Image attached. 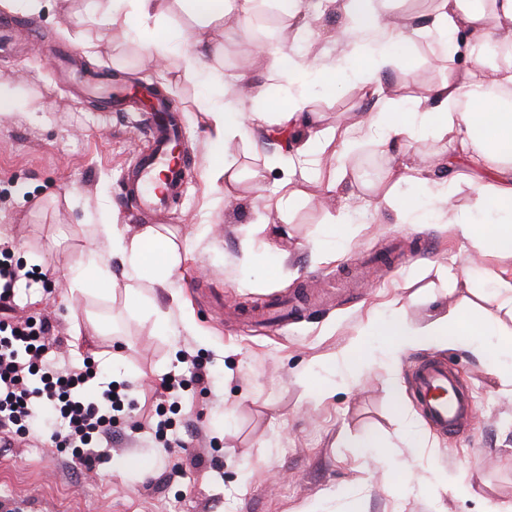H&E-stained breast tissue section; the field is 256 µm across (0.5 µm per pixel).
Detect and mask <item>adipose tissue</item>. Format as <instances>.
Returning a JSON list of instances; mask_svg holds the SVG:
<instances>
[{"instance_id":"adipose-tissue-1","label":"adipose tissue","mask_w":512,"mask_h":512,"mask_svg":"<svg viewBox=\"0 0 512 512\" xmlns=\"http://www.w3.org/2000/svg\"><path fill=\"white\" fill-rule=\"evenodd\" d=\"M167 0H94L101 21L135 31L147 51L164 59L178 55V76L186 84L198 83L206 69L210 52L198 41L175 46L159 35L153 23L164 14ZM181 8L198 19L221 18L236 14L241 19L252 15L256 0H177ZM374 0H291L288 16L298 22L307 12H325L333 8L355 18L357 25L344 29L342 40L355 43L368 32L380 35L377 48L362 56L355 68H348L345 57L311 66L299 61L287 47L271 50L269 66L287 87L288 96L276 106L278 130L276 149H286L293 131L310 125L307 87L318 83L335 90L347 71H354L359 82L372 86L396 59L409 58L415 31L409 26L382 20L373 8ZM428 36L440 57L458 54L467 66L449 72L446 81L429 87L402 112L382 109L358 122L367 140L378 148L405 140L426 130L436 138H449L459 153L456 178L467 181L481 210L498 214L495 224L479 227L471 212L458 209L444 182L426 177L422 183L430 201L442 212L453 235L461 240L465 253L507 260L497 274L486 298L495 312L490 321L474 325L467 321L458 304L449 302V289L432 293V313L423 323H415L409 305L401 299L387 301L390 320L370 316L364 327L339 355L347 371L349 384H358L375 363L377 353L399 358L419 348L445 350L468 346L477 361H485L486 351L475 338L488 332L496 336L500 348L512 353V54L500 55L486 63L481 52L488 42L512 45V0H440L433 14ZM212 147L210 175L223 179L225 187L238 181L237 172L222 161L224 146L232 139H253L265 113L249 111L245 100L225 97L223 103L205 100L200 104ZM357 141L349 133L332 137L322 132L309 135L290 156L292 167L307 169L321 166L325 156H334L338 166L324 183L325 192L338 191L347 155ZM97 248L91 250L85 264L71 273L78 288L98 293L112 287L113 259H120L128 282L126 300L131 309L147 307L149 288L164 284L180 262V254L171 237L160 228L146 225L135 235H127L119 224H99L94 228ZM385 337L382 350L370 346L373 337Z\"/></svg>"}]
</instances>
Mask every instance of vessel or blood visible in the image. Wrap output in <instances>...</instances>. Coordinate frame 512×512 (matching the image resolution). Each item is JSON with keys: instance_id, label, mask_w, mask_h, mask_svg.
<instances>
[{"instance_id": "vessel-or-blood-1", "label": "vessel or blood", "mask_w": 512, "mask_h": 512, "mask_svg": "<svg viewBox=\"0 0 512 512\" xmlns=\"http://www.w3.org/2000/svg\"><path fill=\"white\" fill-rule=\"evenodd\" d=\"M181 126L172 108L157 104L156 116L146 127L150 148L139 154L127 177L128 193L134 210L145 219L164 215L170 196L178 191V172L185 168L183 158L174 156L170 143L180 137ZM415 392L424 414L444 433L458 432L462 421L476 420L469 397L461 391L447 365L425 360L416 369Z\"/></svg>"}]
</instances>
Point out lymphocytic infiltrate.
<instances>
[{
    "label": "lymphocytic infiltrate",
    "instance_id": "1",
    "mask_svg": "<svg viewBox=\"0 0 512 512\" xmlns=\"http://www.w3.org/2000/svg\"><path fill=\"white\" fill-rule=\"evenodd\" d=\"M8 254L0 250V426L34 427L54 447L71 449L80 464L91 466L93 439L111 434L125 395L109 382L87 396L86 385L97 375L91 361L77 370L51 368L50 323L11 315L20 276Z\"/></svg>",
    "mask_w": 512,
    "mask_h": 512
}]
</instances>
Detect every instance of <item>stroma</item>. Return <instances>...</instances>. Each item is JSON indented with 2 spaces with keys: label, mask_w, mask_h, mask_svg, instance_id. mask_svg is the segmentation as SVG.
<instances>
[{
  "label": "stroma",
  "mask_w": 512,
  "mask_h": 512,
  "mask_svg": "<svg viewBox=\"0 0 512 512\" xmlns=\"http://www.w3.org/2000/svg\"><path fill=\"white\" fill-rule=\"evenodd\" d=\"M32 20L38 42L19 32L13 49L0 55V89L22 104L21 110L0 112V237L14 244L13 265L45 274L50 285L18 288L17 313L54 320L67 362L78 364L91 353L104 378L120 369L130 402L123 434L102 438L90 468L38 434L0 440V512H488L512 500V400L496 396L487 373L512 357L500 353L495 337L485 339V363L464 347L437 354L412 350L397 365L377 360L353 388L323 367L369 314L388 318V299L408 301L414 321L424 322L432 311L430 293L441 285L436 268L460 263L461 242L428 208L419 182L390 183L386 171L398 145L384 152L364 140L346 157L355 237L339 260L316 263L312 242L336 217L335 198L322 194L334 160L302 173L266 139L234 140L224 156L239 181L229 192L214 187L206 175L211 145L199 105L216 88L181 83L175 58L155 66L131 32L98 22L90 0H52ZM348 22L340 14H311L297 26L274 12L262 31L247 34L235 16L205 25L176 9L160 28L213 44L209 69L223 72L227 90L256 92L253 108L265 112L284 90L270 79L267 56L259 54L248 70L232 67L239 48L258 51L283 42L307 63L352 55L355 45L333 38ZM61 54L87 74L160 85L181 109L191 166L182 196L160 221L172 232L181 263L170 284L156 288V311L127 308L117 263L109 294L63 299L70 271L96 246L93 225L114 221L128 234L139 232L123 177L146 142L141 111L93 106L83 85L57 65ZM450 68L420 36L412 60L397 61L375 89L350 78L333 93L313 86L309 109L320 130L339 134L382 103L408 104L425 87L443 82ZM257 170L263 174L259 183L253 179ZM286 178L293 197L281 208L266 207L265 197L278 195ZM387 185L415 198L422 212L396 224L389 209H360L359 193ZM249 236L254 247L247 252L242 241ZM501 267L482 258L454 292L473 322L486 314L479 296ZM177 306L190 314V328L159 329L157 312ZM191 355L207 362L213 385L206 392L188 386L170 400L159 384L169 375L187 376ZM431 357L454 370L478 414L453 435L422 417L413 391L415 367ZM394 368L409 407L420 416L409 433L387 391ZM321 382L336 391L317 402L312 390ZM158 413L172 423L171 447L144 429ZM346 433L370 439L369 459L414 463V480L360 484L352 449L340 445ZM128 458L140 469L115 474L116 464ZM463 475L476 479L474 494L442 496L440 483Z\"/></svg>",
  "instance_id": "obj_1"
}]
</instances>
